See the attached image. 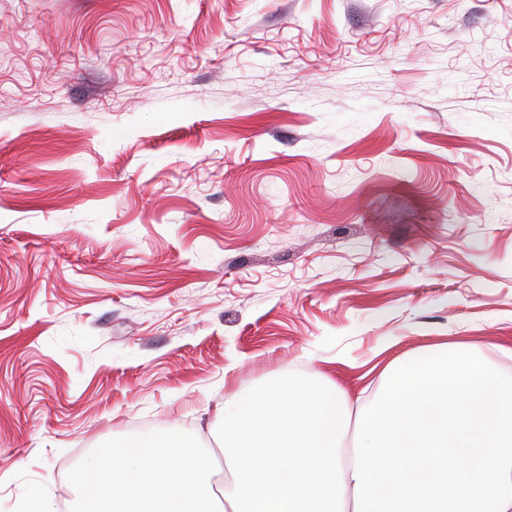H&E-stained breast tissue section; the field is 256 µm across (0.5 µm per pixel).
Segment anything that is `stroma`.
Here are the masks:
<instances>
[{"instance_id": "35a3bbf8", "label": "stroma", "mask_w": 512, "mask_h": 512, "mask_svg": "<svg viewBox=\"0 0 512 512\" xmlns=\"http://www.w3.org/2000/svg\"><path fill=\"white\" fill-rule=\"evenodd\" d=\"M452 342L512 370V0H0V512Z\"/></svg>"}]
</instances>
